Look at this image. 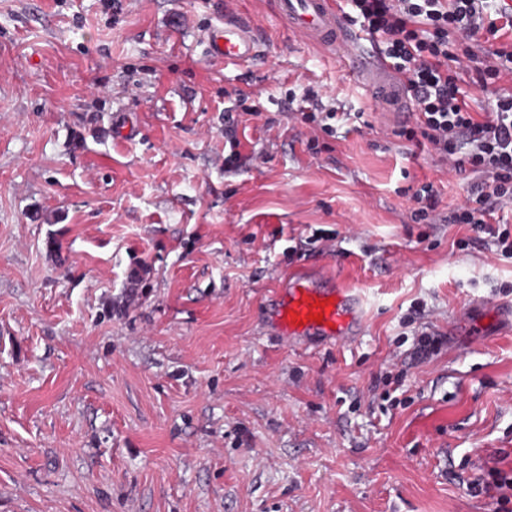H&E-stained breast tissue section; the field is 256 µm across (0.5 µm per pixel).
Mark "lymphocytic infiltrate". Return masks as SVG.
Wrapping results in <instances>:
<instances>
[{"mask_svg": "<svg viewBox=\"0 0 512 512\" xmlns=\"http://www.w3.org/2000/svg\"><path fill=\"white\" fill-rule=\"evenodd\" d=\"M342 10L405 82L413 114L396 137L429 145L449 171L472 177L465 202L445 219L432 184H422L412 195L413 220L469 225L512 259V227L494 219L512 211V10L497 0H342ZM459 32L485 33L488 64L473 48L455 49ZM466 78L492 94L482 111L470 105ZM469 490L492 512H512V452L496 449Z\"/></svg>", "mask_w": 512, "mask_h": 512, "instance_id": "obj_1", "label": "lymphocytic infiltrate"}]
</instances>
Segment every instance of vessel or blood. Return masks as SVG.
Here are the masks:
<instances>
[{
    "label": "vessel or blood",
    "mask_w": 512,
    "mask_h": 512,
    "mask_svg": "<svg viewBox=\"0 0 512 512\" xmlns=\"http://www.w3.org/2000/svg\"><path fill=\"white\" fill-rule=\"evenodd\" d=\"M278 17L293 33L345 59L368 94L384 112L408 113L405 84L391 65L352 31L337 0H273ZM211 57L246 63L257 54L253 29L236 15H225L208 34ZM327 306L322 322L309 320L311 302ZM271 320L278 334L294 341L317 336L326 341H352L363 325L365 299L359 289L335 282L323 268L312 266L289 274L272 295Z\"/></svg>",
    "instance_id": "vessel-or-blood-1"
}]
</instances>
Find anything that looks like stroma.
<instances>
[{
	"label": "stroma",
	"instance_id": "obj_1",
	"mask_svg": "<svg viewBox=\"0 0 512 512\" xmlns=\"http://www.w3.org/2000/svg\"><path fill=\"white\" fill-rule=\"evenodd\" d=\"M229 12L252 62L206 51ZM310 87L333 135L286 109ZM398 125L270 0H0V512H488L512 260L412 221L468 186ZM312 264L363 291L355 341L267 326ZM412 200L418 205L412 211V219L416 223L440 224L446 219L437 212L438 199L437 194L431 183H424L411 196Z\"/></svg>",
	"mask_w": 512,
	"mask_h": 512
}]
</instances>
